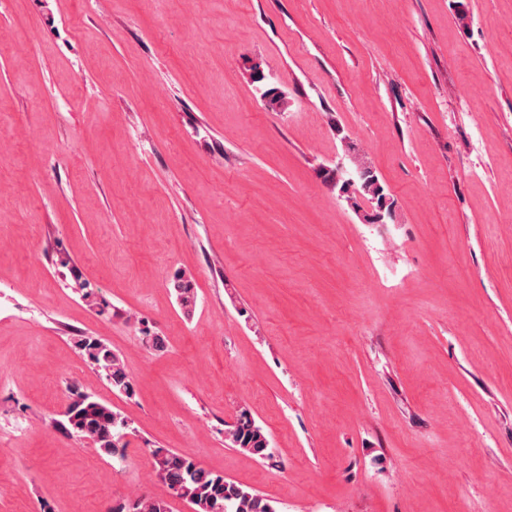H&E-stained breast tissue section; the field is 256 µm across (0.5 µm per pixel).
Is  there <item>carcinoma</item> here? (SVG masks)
<instances>
[{
    "label": "carcinoma",
    "instance_id": "cac0c4a2",
    "mask_svg": "<svg viewBox=\"0 0 512 512\" xmlns=\"http://www.w3.org/2000/svg\"><path fill=\"white\" fill-rule=\"evenodd\" d=\"M361 194L382 202L383 188L374 172L360 183ZM175 291L180 304L188 309L196 302V292L188 280H178ZM80 347L88 359L104 374L112 390L130 398L134 385L123 359L106 344L85 338ZM69 398L62 427L79 437L90 439L99 453L125 457L126 444L121 442L127 419L93 395L76 394L69 387ZM225 440L260 459L272 457L270 441L263 428L247 410H242ZM152 472L156 479L180 496L193 512H277L271 500L258 492L228 480L224 475L202 467L183 452L157 448L151 451ZM111 512H171L167 501L142 493L131 503H117Z\"/></svg>",
    "mask_w": 512,
    "mask_h": 512
}]
</instances>
